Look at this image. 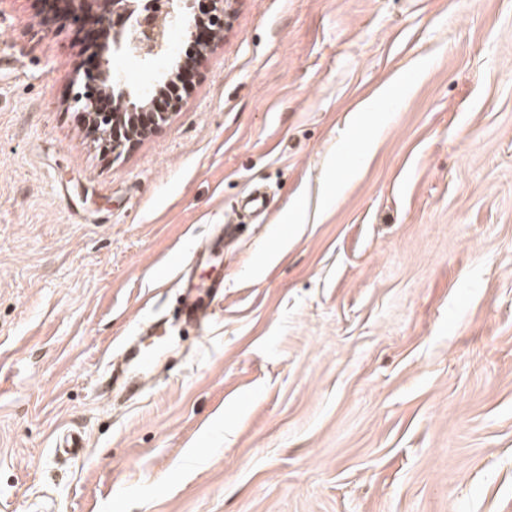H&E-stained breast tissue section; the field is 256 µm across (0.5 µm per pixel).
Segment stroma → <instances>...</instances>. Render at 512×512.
Segmentation results:
<instances>
[{
    "mask_svg": "<svg viewBox=\"0 0 512 512\" xmlns=\"http://www.w3.org/2000/svg\"><path fill=\"white\" fill-rule=\"evenodd\" d=\"M169 37L113 69L149 91ZM95 53L0 0V512H512V0H236L118 158L75 102ZM255 187L194 265L212 321L116 395ZM160 350L145 354L139 349H130L126 355L127 367L121 375L113 373V385L120 386L126 390L133 391L139 387L142 372L148 369L156 359Z\"/></svg>",
    "mask_w": 512,
    "mask_h": 512,
    "instance_id": "obj_1",
    "label": "stroma"
}]
</instances>
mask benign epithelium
<instances>
[{
    "mask_svg": "<svg viewBox=\"0 0 512 512\" xmlns=\"http://www.w3.org/2000/svg\"><path fill=\"white\" fill-rule=\"evenodd\" d=\"M44 16L62 12L80 23L96 17V26L89 30L91 40L101 46L103 56L83 72L84 93L76 97L81 112L88 120V128L106 137L109 149L116 157L129 152L141 140L161 129L181 107L180 98L171 97L163 110L154 108V102L168 93L171 79L161 75L152 89L140 92L126 86L120 75L110 66L105 54L131 56L139 46L150 42L158 53L170 52L165 31L155 20L154 0H39ZM213 21L224 28L232 14L234 0H214ZM171 24H179L186 37L195 34L192 19V0H166Z\"/></svg>",
    "mask_w": 512,
    "mask_h": 512,
    "instance_id": "1",
    "label": "benign epithelium"
}]
</instances>
